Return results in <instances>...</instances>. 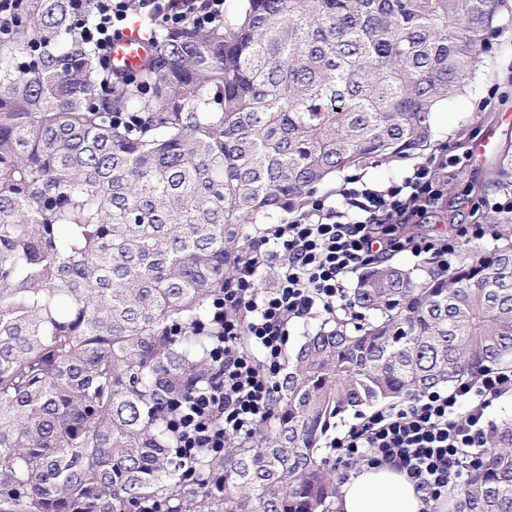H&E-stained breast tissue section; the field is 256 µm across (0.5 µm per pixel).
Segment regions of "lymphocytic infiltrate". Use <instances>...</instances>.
I'll return each mask as SVG.
<instances>
[{
  "mask_svg": "<svg viewBox=\"0 0 512 512\" xmlns=\"http://www.w3.org/2000/svg\"><path fill=\"white\" fill-rule=\"evenodd\" d=\"M224 2L139 0V10L174 28H205L223 21ZM72 3L75 14L87 18L82 38L107 58L113 37L128 26V0ZM439 199L434 168L421 164L387 188L351 186L344 188L341 201L317 199L309 212L269 225L263 240L249 242L209 320L216 337L212 355L221 368L208 389L190 394L173 412L178 447L223 448L251 437L272 416L287 364L289 322L343 302L350 274L387 252L444 261L455 254L460 239L484 236L479 224L462 228L455 238L399 233L400 225L427 213ZM270 267L276 278L266 287L261 276ZM507 392H512V370L486 371L445 393L412 395L351 426L329 446L346 468L364 461L394 463L436 501L463 482L472 462L484 454L487 410Z\"/></svg>",
  "mask_w": 512,
  "mask_h": 512,
  "instance_id": "lymphocytic-infiltrate-1",
  "label": "lymphocytic infiltrate"
}]
</instances>
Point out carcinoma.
I'll return each instance as SVG.
<instances>
[{
	"instance_id": "obj_1",
	"label": "carcinoma",
	"mask_w": 512,
	"mask_h": 512,
	"mask_svg": "<svg viewBox=\"0 0 512 512\" xmlns=\"http://www.w3.org/2000/svg\"><path fill=\"white\" fill-rule=\"evenodd\" d=\"M512 0H241L148 22L133 76L101 67L71 0L0 39V512H336L321 443L349 410L512 364V216L499 244L418 276L358 275L304 332L274 421L181 457L171 410L209 387L247 226L344 169L420 155ZM133 112L138 125L112 121ZM454 512H512V419Z\"/></svg>"
}]
</instances>
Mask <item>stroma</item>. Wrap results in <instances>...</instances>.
<instances>
[{
	"label": "stroma",
	"mask_w": 512,
	"mask_h": 512,
	"mask_svg": "<svg viewBox=\"0 0 512 512\" xmlns=\"http://www.w3.org/2000/svg\"><path fill=\"white\" fill-rule=\"evenodd\" d=\"M501 30L487 39L485 66L472 78L465 91L442 103L433 114V146L422 155L405 160L384 161L339 172L318 188L317 197L339 199L347 180L356 178L381 188L410 176L416 165L467 153L487 126L497 125L498 137L492 151L478 164L457 170L442 169L441 181L450 185L437 207L420 221L424 233H444L456 224H487L490 205L512 201V191L490 186L489 179L505 157H512V15H504Z\"/></svg>",
	"instance_id": "obj_1"
}]
</instances>
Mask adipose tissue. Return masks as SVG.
<instances>
[{"label": "adipose tissue", "instance_id": "ef3b65f1", "mask_svg": "<svg viewBox=\"0 0 512 512\" xmlns=\"http://www.w3.org/2000/svg\"><path fill=\"white\" fill-rule=\"evenodd\" d=\"M424 491L395 465H363L340 485L338 512H425Z\"/></svg>", "mask_w": 512, "mask_h": 512}]
</instances>
